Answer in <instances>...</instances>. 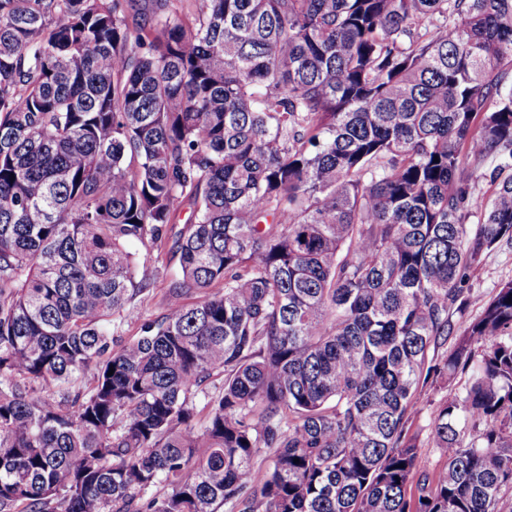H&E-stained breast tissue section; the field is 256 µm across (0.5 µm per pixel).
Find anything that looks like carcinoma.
<instances>
[{
	"mask_svg": "<svg viewBox=\"0 0 512 512\" xmlns=\"http://www.w3.org/2000/svg\"><path fill=\"white\" fill-rule=\"evenodd\" d=\"M503 242L512 0H0V512H503ZM130 250L137 259L139 275L155 277L157 288L149 295L137 299V318L124 321L119 326L118 335L125 338L139 336L141 326L145 322L160 319L166 313L165 287L172 278L179 275L177 260L172 258L166 250L157 249L149 242L134 244ZM509 280H512V245L504 242L469 271L466 283L469 289L467 315L463 318L455 315L453 319L462 324L467 316L477 315L481 301L492 297L499 285ZM468 382V375L458 373L450 384L438 383L435 387H427L420 396V401L424 404V410L415 414L412 418L413 424L410 434L416 435L418 439L419 462L423 470L433 471L443 466L444 460L440 457L436 448H432L427 442V429L430 423L432 412L439 402L448 397L452 389L454 392H462Z\"/></svg>",
	"mask_w": 512,
	"mask_h": 512,
	"instance_id": "cac0c4a2",
	"label": "carcinoma"
}]
</instances>
